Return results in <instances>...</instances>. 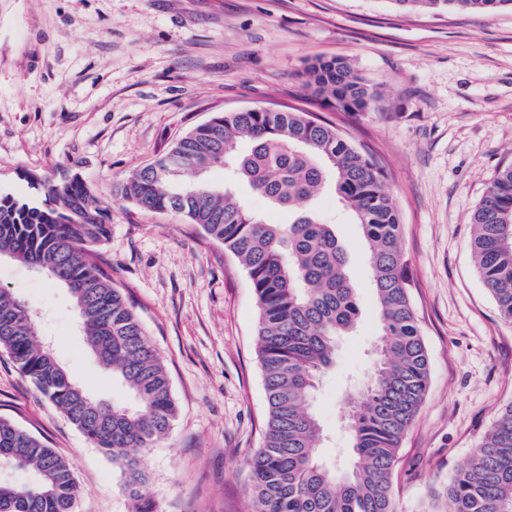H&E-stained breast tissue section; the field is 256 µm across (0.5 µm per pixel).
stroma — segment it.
Instances as JSON below:
<instances>
[{"instance_id":"35a3bbf8","label":"stroma","mask_w":512,"mask_h":512,"mask_svg":"<svg viewBox=\"0 0 512 512\" xmlns=\"http://www.w3.org/2000/svg\"><path fill=\"white\" fill-rule=\"evenodd\" d=\"M348 59L383 94V108L323 104L307 64ZM313 112L384 167L403 224L411 298L431 382L398 454V512L476 451L512 402V322L484 288L471 216L498 167L512 162V11L408 13L391 0H0V188L66 168L112 212L102 247L112 279L165 364L178 412L144 458L154 512H241L247 459L262 444L267 401L250 280L223 245L185 218L122 198L135 170L215 112L250 107ZM349 248L360 323L312 398L345 461L339 404L370 367L377 304L358 225L334 194L316 203ZM0 288L33 306L50 348L96 398L130 402L88 351L66 293L29 266L0 259ZM0 417L41 437L75 466L74 512H135L121 469L0 352Z\"/></svg>"}]
</instances>
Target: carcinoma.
I'll use <instances>...</instances> for the list:
<instances>
[{
	"mask_svg": "<svg viewBox=\"0 0 512 512\" xmlns=\"http://www.w3.org/2000/svg\"><path fill=\"white\" fill-rule=\"evenodd\" d=\"M400 10L492 15L512 0H391ZM305 85L344 112H370L379 93L346 59H319ZM246 138L251 147L238 149ZM216 165L293 216L274 224L252 213L232 185L205 173ZM32 196L0 190V254L27 263L66 288L88 347L134 404L102 402L69 376L30 327L32 312L0 289V350L39 392L125 475L144 483L143 458L176 416L168 371L100 250L110 210L78 176L25 174ZM372 154L335 126L297 109L217 112L121 186L137 208L175 213L224 245L246 271L258 306L257 348L268 416L252 455L248 512H397L392 474L402 440L427 395L428 351L402 252V224ZM332 191L361 228L378 304L371 369L347 395V466L321 459L310 408L319 378L335 363L336 340L359 323L348 247L312 208ZM477 272L512 322V163L500 167L471 220ZM31 470L30 485L0 483V512H74V464L42 439L0 417V461ZM419 512H512V402L503 407L469 462L431 489Z\"/></svg>",
	"mask_w": 512,
	"mask_h": 512,
	"instance_id": "obj_1",
	"label": "carcinoma"
}]
</instances>
